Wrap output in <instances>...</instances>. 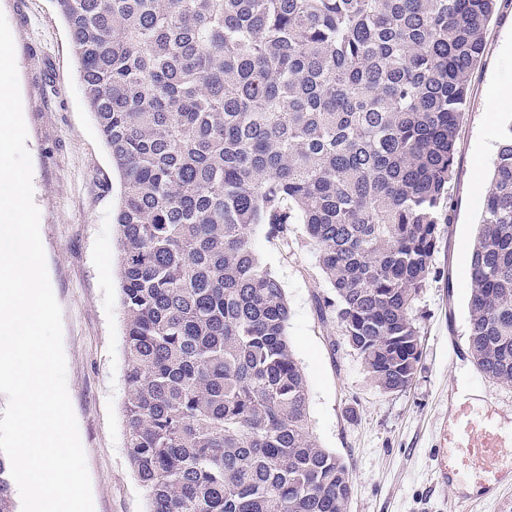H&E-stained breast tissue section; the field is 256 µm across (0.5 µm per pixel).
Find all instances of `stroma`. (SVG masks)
Masks as SVG:
<instances>
[{"instance_id":"obj_1","label":"stroma","mask_w":512,"mask_h":512,"mask_svg":"<svg viewBox=\"0 0 512 512\" xmlns=\"http://www.w3.org/2000/svg\"><path fill=\"white\" fill-rule=\"evenodd\" d=\"M0 13L15 43L33 200L62 311L66 384L95 512H146V491L125 448V322L113 222L119 175L85 105L54 0H0ZM506 89L512 90V0H500L471 75L448 185L451 222L414 304L422 354L406 390H377L335 321L321 318L318 302L332 290L303 225H294L284 244L260 230L252 236L288 299V339L306 379L312 429L320 445L350 467L349 512H455L451 493L436 476L449 394L477 389L512 408V386L481 373L468 349L471 256L501 131L512 122L511 99L495 112L487 103L494 91Z\"/></svg>"}]
</instances>
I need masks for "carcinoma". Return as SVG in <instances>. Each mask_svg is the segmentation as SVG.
<instances>
[{
	"label": "carcinoma",
	"mask_w": 512,
	"mask_h": 512,
	"mask_svg": "<svg viewBox=\"0 0 512 512\" xmlns=\"http://www.w3.org/2000/svg\"><path fill=\"white\" fill-rule=\"evenodd\" d=\"M54 2L122 182L126 450L148 512H348L251 238L304 225L341 335L380 391L406 390L499 0ZM480 226L469 351L512 385V124Z\"/></svg>",
	"instance_id": "1"
}]
</instances>
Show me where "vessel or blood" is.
Segmentation results:
<instances>
[{"instance_id":"vessel-or-blood-1","label":"vessel or blood","mask_w":512,"mask_h":512,"mask_svg":"<svg viewBox=\"0 0 512 512\" xmlns=\"http://www.w3.org/2000/svg\"><path fill=\"white\" fill-rule=\"evenodd\" d=\"M437 473L442 484L469 482L497 491L512 483V415L486 396L449 397Z\"/></svg>"}]
</instances>
